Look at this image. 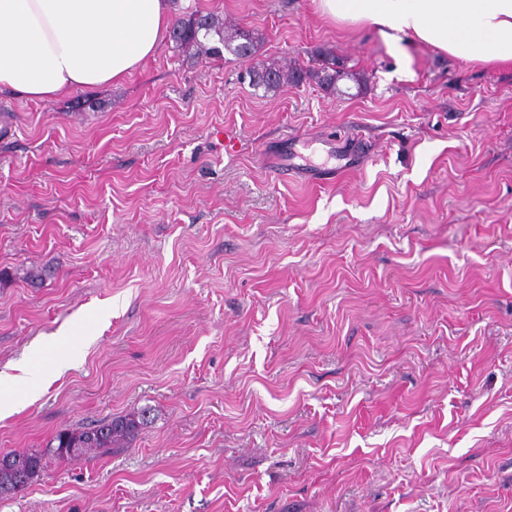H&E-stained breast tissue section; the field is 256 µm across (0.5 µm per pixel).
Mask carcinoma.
Segmentation results:
<instances>
[{"label": "carcinoma", "mask_w": 512, "mask_h": 512, "mask_svg": "<svg viewBox=\"0 0 512 512\" xmlns=\"http://www.w3.org/2000/svg\"><path fill=\"white\" fill-rule=\"evenodd\" d=\"M171 39L185 51L195 50L211 57L228 52L240 59L256 55L257 37L249 29L224 30V20L213 13L194 11L179 18L172 27ZM251 85L264 92H276L288 83L314 81L331 91L337 90L341 77L355 81L362 90V80L343 67L329 49L319 53V64L306 69L286 70L275 63L261 62L249 71ZM149 416L143 411L123 417L101 420L89 427L62 429L41 450L25 454L0 453V461L8 462L9 473L0 474V495L18 492L44 472L51 460L92 458L112 448H128L148 426Z\"/></svg>", "instance_id": "obj_1"}]
</instances>
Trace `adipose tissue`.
I'll use <instances>...</instances> for the list:
<instances>
[{"instance_id": "obj_1", "label": "adipose tissue", "mask_w": 512, "mask_h": 512, "mask_svg": "<svg viewBox=\"0 0 512 512\" xmlns=\"http://www.w3.org/2000/svg\"><path fill=\"white\" fill-rule=\"evenodd\" d=\"M321 14L372 28L391 47L423 42L512 66V0H317ZM175 0H0V91L56 100L122 81L164 43Z\"/></svg>"}]
</instances>
